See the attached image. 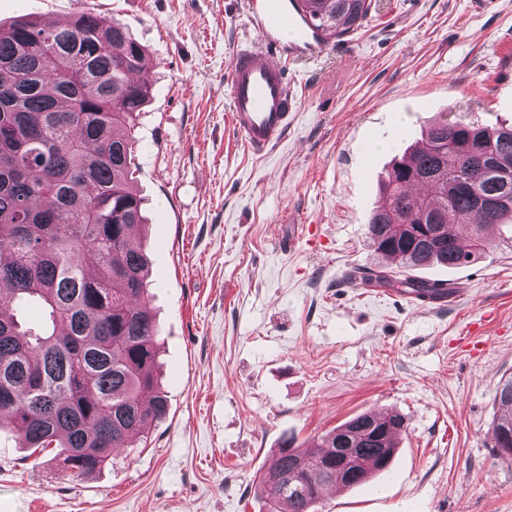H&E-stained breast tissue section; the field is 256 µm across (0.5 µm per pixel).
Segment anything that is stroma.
Instances as JSON below:
<instances>
[{"label":"stroma","instance_id":"stroma-1","mask_svg":"<svg viewBox=\"0 0 512 512\" xmlns=\"http://www.w3.org/2000/svg\"><path fill=\"white\" fill-rule=\"evenodd\" d=\"M249 0H0V24L91 10L148 50L135 183L168 412L146 447L65 476L0 430V512H267L280 446L371 410L406 419L390 473L317 512H512V458L489 428L512 376V247L418 270L452 305L352 287L383 269L366 224L393 157L440 113L512 120V0H373L364 27L286 61L299 107L253 153L231 124L232 47Z\"/></svg>","mask_w":512,"mask_h":512}]
</instances>
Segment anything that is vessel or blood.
<instances>
[{
  "label": "vessel or blood",
  "instance_id": "vessel-or-blood-1",
  "mask_svg": "<svg viewBox=\"0 0 512 512\" xmlns=\"http://www.w3.org/2000/svg\"><path fill=\"white\" fill-rule=\"evenodd\" d=\"M249 15L262 38L234 46L227 91L235 130L251 150L261 153L279 140L295 111L282 57H317L325 42L295 0H252Z\"/></svg>",
  "mask_w": 512,
  "mask_h": 512
}]
</instances>
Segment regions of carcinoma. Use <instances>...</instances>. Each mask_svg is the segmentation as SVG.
<instances>
[{"label": "carcinoma", "instance_id": "obj_1", "mask_svg": "<svg viewBox=\"0 0 512 512\" xmlns=\"http://www.w3.org/2000/svg\"><path fill=\"white\" fill-rule=\"evenodd\" d=\"M297 2L330 39L356 33L373 9L372 0ZM145 61L126 26L91 12L66 25L0 26V428L33 454L60 449L76 478L148 439L168 410L148 261L133 243L145 221L133 188L134 131L152 90ZM415 182L423 190L410 197ZM496 225L512 242V124L457 117L392 162L366 234L400 268H456L490 251L485 230ZM375 280L404 294L448 291L391 270ZM31 303L43 309L35 327L5 311ZM495 403L494 447L512 457V377ZM404 428L396 411L365 412L310 448L285 443L258 479L269 512H314L338 474L354 486L384 474Z\"/></svg>", "mask_w": 512, "mask_h": 512}]
</instances>
